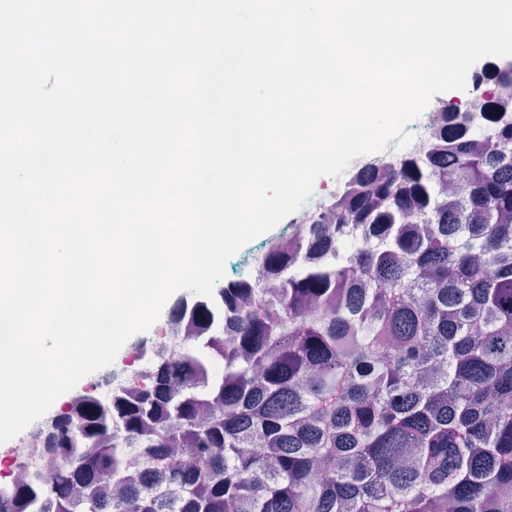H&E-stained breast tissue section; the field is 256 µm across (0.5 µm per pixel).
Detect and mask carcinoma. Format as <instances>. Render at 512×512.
<instances>
[{"instance_id":"1","label":"carcinoma","mask_w":512,"mask_h":512,"mask_svg":"<svg viewBox=\"0 0 512 512\" xmlns=\"http://www.w3.org/2000/svg\"><path fill=\"white\" fill-rule=\"evenodd\" d=\"M472 111L399 170L354 169L266 251L271 287L180 300L213 334L138 399L87 400L94 453L75 409L47 418L61 469L0 488V512H512V115Z\"/></svg>"}]
</instances>
